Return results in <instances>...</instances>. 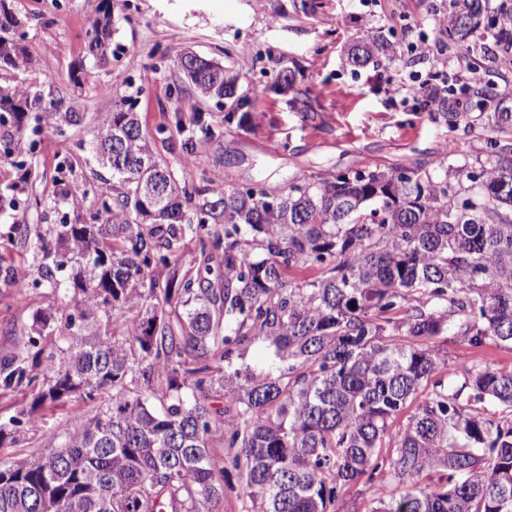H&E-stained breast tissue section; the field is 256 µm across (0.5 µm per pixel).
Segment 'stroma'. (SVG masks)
Wrapping results in <instances>:
<instances>
[{"mask_svg":"<svg viewBox=\"0 0 512 512\" xmlns=\"http://www.w3.org/2000/svg\"><path fill=\"white\" fill-rule=\"evenodd\" d=\"M433 0H321L317 15L294 10L292 0H125L116 10L113 44L124 46L118 61L102 67L87 54L85 32L100 0H13L25 43L34 55L27 70H7L0 81L25 84L44 97L61 100L79 124L55 132L29 121L25 135L35 141L25 160L33 172L30 191L40 200L23 213L0 215V360H22L29 374L48 355L67 346L68 316L78 315L68 271L55 272L59 287L43 277L40 243L56 241L62 214L70 204L54 198L55 168L62 158L74 164L82 184L107 176L92 153L90 132L116 101L136 100L135 110L154 150L178 164L185 138L175 126L176 110H189L196 98L182 86L175 58L184 52L220 61L239 77L240 88L258 90L244 128L225 127L224 110L204 104V117L218 136L197 145L188 176L194 182L246 186L263 183L279 191L294 173H336L365 167L430 165L448 137L432 120L442 103L420 107L414 81L434 79L437 87L458 86L455 97L466 111L476 100L464 86L486 80V69H467L464 52L441 33ZM383 33L399 52L365 67H350L345 50L358 35ZM251 40L262 53L246 57L238 42ZM295 63L297 81L309 91L304 108L274 88L276 58ZM28 281L19 293L15 279ZM50 326L39 330L40 316ZM438 347L452 370L475 362L512 369V347L492 343L472 347L455 335ZM38 393L27 383L0 382V461L48 452L93 404L77 396L44 406L36 421L28 412Z\"/></svg>","mask_w":512,"mask_h":512,"instance_id":"stroma-1","label":"stroma"}]
</instances>
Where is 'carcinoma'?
Instances as JSON below:
<instances>
[{
  "label": "carcinoma",
  "mask_w": 512,
  "mask_h": 512,
  "mask_svg": "<svg viewBox=\"0 0 512 512\" xmlns=\"http://www.w3.org/2000/svg\"><path fill=\"white\" fill-rule=\"evenodd\" d=\"M98 13L86 47L106 66L118 52L112 0ZM16 24L0 0V70L33 63ZM441 24L494 62L491 45H512V0H449ZM395 54L383 34L363 35L347 61ZM174 64L198 101H224V122L244 126L250 96L224 93L237 75L188 52ZM281 73L293 100L307 96L295 71ZM471 91L481 112L432 119L484 137L478 168L449 165L454 146L435 163L451 179L423 166L296 174L278 194L194 183L154 153L128 98L102 114L93 149L112 179L74 187L73 163H58L57 194L95 203L60 224L52 264L71 265L80 320L102 312L112 333L69 334L65 360L46 359L29 419L75 394L96 410L49 453L0 462V512H212L229 496L243 512H343L361 481L375 485L365 512H512V370L472 364L446 377L435 348L450 331L512 346V106L490 81ZM61 108L0 85V164L24 169L31 114L58 130L80 122ZM176 125L188 154L216 138L196 106ZM30 177L0 192V213L33 205ZM188 236L193 273L181 272ZM302 267L320 276L290 278ZM259 343L271 353L251 366ZM0 375L34 381L15 360Z\"/></svg>",
  "instance_id": "cac0c4a2"
}]
</instances>
